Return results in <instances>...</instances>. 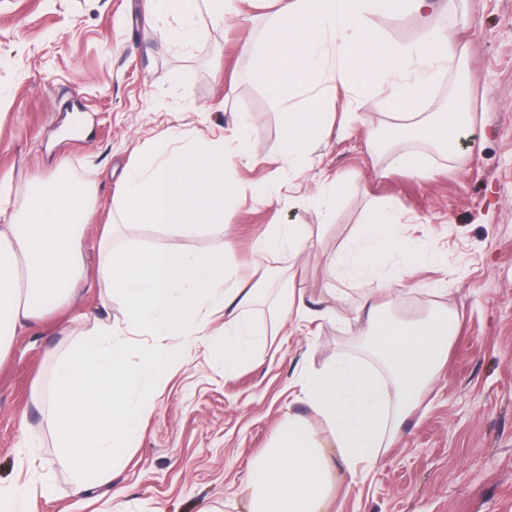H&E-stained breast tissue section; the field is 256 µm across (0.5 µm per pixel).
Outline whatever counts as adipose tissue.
Masks as SVG:
<instances>
[{
    "label": "adipose tissue",
    "instance_id": "ef3b65f1",
    "mask_svg": "<svg viewBox=\"0 0 512 512\" xmlns=\"http://www.w3.org/2000/svg\"><path fill=\"white\" fill-rule=\"evenodd\" d=\"M279 2L268 32L271 52L248 43L241 52L285 106L283 167L302 168L321 141L326 114L320 83L351 90L368 75L391 89L379 105L394 111L386 128L392 140L456 143L459 113L424 114L417 107L442 74L454 72L465 47L442 30L412 44L383 43L365 25L367 15H393L401 8L429 13L433 0ZM146 9L171 17L176 26L167 37L187 43L196 36L199 12L220 25L237 12L238 0H146ZM300 95L305 104L294 105ZM233 138L230 144L220 136L154 138L116 183L110 225L97 240V279L122 303L126 325L101 322L72 339L57 357L50 392L34 399L80 485L106 477L136 447L154 410L146 385L161 384L184 364L186 346L205 334L211 316H224V341L211 357L231 376L260 362L268 337L287 319L310 314L291 282L273 289L262 276L244 284L223 253L174 246L142 250L112 242L115 224H151L174 237L223 225L225 208L239 197L237 170L248 160L245 127H237ZM19 196L25 204L18 209ZM94 211L92 186L73 184L61 173L19 188L0 186V355L24 329L71 300L84 270L81 242ZM309 241L307 225L277 224L253 253L260 260L278 253L297 257ZM388 257L416 264L436 259L403 232L393 205L378 204L328 266L330 274L345 272L375 284L357 309L367 326L370 359L339 357L299 374V398L309 413L286 415L254 461L247 512H327L337 465L351 476L374 469L445 363L456 314L439 304L421 319L395 316L398 297L379 299L391 279L382 269ZM264 300L270 303L268 321L250 319L248 310ZM133 356L140 366L130 364ZM314 418L325 438L314 434ZM40 444L36 432L24 431L17 464L26 478L0 482V512H26L31 497L53 495V485L38 474Z\"/></svg>",
    "mask_w": 512,
    "mask_h": 512
}]
</instances>
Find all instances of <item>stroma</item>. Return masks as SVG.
<instances>
[{
    "mask_svg": "<svg viewBox=\"0 0 512 512\" xmlns=\"http://www.w3.org/2000/svg\"><path fill=\"white\" fill-rule=\"evenodd\" d=\"M435 0L426 16L369 15L378 36L421 40L440 28L466 41L460 76H444L421 104L441 112L458 92L466 135L451 150L409 140L374 146L371 129L390 118L377 107L374 78L361 89L328 91L327 135L297 172L282 168L283 107L242 43H266L275 0H253L242 16L213 25L195 19L189 44L160 41L170 18L146 17L143 0H0V182L24 185L62 170L97 190L84 240L85 273L71 301L17 336L0 362V480H13L24 428H40L31 402L48 388L53 355L94 321H124L95 277V241L112 192L136 149L159 134L226 135L249 127L250 165L240 167L238 202L223 227L171 238L131 225L118 245H178L195 253L227 251L243 271L261 268L275 281L294 277L309 305L335 316L307 318L299 331L270 337L258 365L225 376L208 360L209 343L192 346L182 367L154 388L155 409L138 447L112 479L76 491L75 478L44 436L39 474L52 499H30L27 512H245L251 466L277 431L281 415L304 413L295 381L340 354L364 357L353 311L369 281L330 275L327 260L373 204L390 201L404 231L440 261L408 265L402 314L434 304L453 310L459 328L448 360L413 408L395 444L352 487L337 484L329 512H512V0ZM401 151L421 154L418 176L398 168ZM341 184L339 204L323 218L311 203L325 180ZM328 223L326 232L316 226ZM275 224L313 226L297 259L255 262L253 241ZM341 303H334V296Z\"/></svg>",
    "mask_w": 512,
    "mask_h": 512,
    "instance_id": "obj_1",
    "label": "stroma"
}]
</instances>
